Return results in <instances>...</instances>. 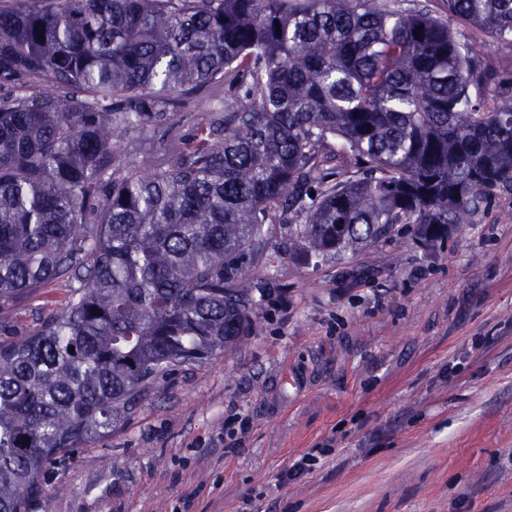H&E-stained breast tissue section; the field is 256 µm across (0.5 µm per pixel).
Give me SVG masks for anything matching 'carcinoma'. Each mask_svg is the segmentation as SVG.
Wrapping results in <instances>:
<instances>
[{"mask_svg": "<svg viewBox=\"0 0 512 512\" xmlns=\"http://www.w3.org/2000/svg\"><path fill=\"white\" fill-rule=\"evenodd\" d=\"M452 21L512 44V0H448L446 21L383 0H0V307L72 283L0 342V512H28L160 376L241 342L266 225L308 266L398 224L432 246L512 188V77ZM224 83L208 126L120 163L115 140Z\"/></svg>", "mask_w": 512, "mask_h": 512, "instance_id": "obj_1", "label": "carcinoma"}]
</instances>
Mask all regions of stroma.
<instances>
[{
	"instance_id": "35a3bbf8",
	"label": "stroma",
	"mask_w": 512,
	"mask_h": 512,
	"mask_svg": "<svg viewBox=\"0 0 512 512\" xmlns=\"http://www.w3.org/2000/svg\"><path fill=\"white\" fill-rule=\"evenodd\" d=\"M267 250L251 335L160 378L29 512H512V191L430 248L399 224L314 271L275 224ZM68 295L0 307V340Z\"/></svg>"
}]
</instances>
